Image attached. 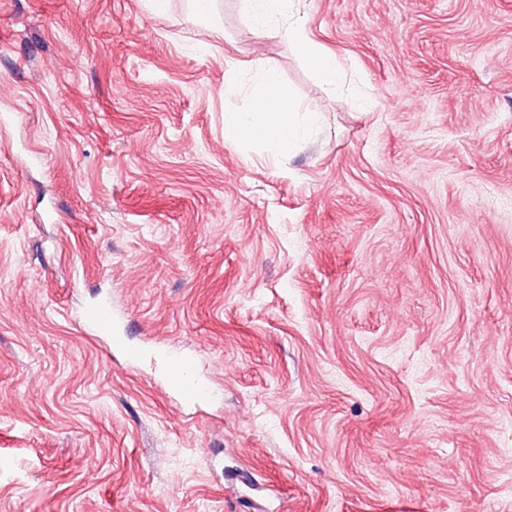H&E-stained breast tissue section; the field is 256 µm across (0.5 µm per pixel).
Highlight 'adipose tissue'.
Returning <instances> with one entry per match:
<instances>
[{
	"label": "adipose tissue",
	"mask_w": 512,
	"mask_h": 512,
	"mask_svg": "<svg viewBox=\"0 0 512 512\" xmlns=\"http://www.w3.org/2000/svg\"><path fill=\"white\" fill-rule=\"evenodd\" d=\"M299 2L243 0L242 9L249 16L264 13V32L288 42L304 56L327 87H335L339 78L336 58L307 37ZM256 76L259 92L252 107L245 112L229 113L224 120V138L231 142L258 139L270 143L277 153H288L295 146L297 128L278 72L269 61L261 60L256 65Z\"/></svg>",
	"instance_id": "ef3b65f1"
}]
</instances>
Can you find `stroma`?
Here are the masks:
<instances>
[{"label":"stroma","instance_id":"1","mask_svg":"<svg viewBox=\"0 0 512 512\" xmlns=\"http://www.w3.org/2000/svg\"><path fill=\"white\" fill-rule=\"evenodd\" d=\"M302 10L335 90L241 0H0V512H512V0ZM259 92L247 112H231L224 120V138L231 142L262 140L279 154L290 152L296 142L297 128L279 83L276 68L267 60L256 65ZM86 319L90 330L102 332L110 337L109 353L114 359L121 357L131 361L135 358L124 337L114 332V315L111 307L105 304L99 305L88 312ZM162 374L169 387L186 404H192L206 395L207 387L198 377L196 362L189 356L161 359Z\"/></svg>","mask_w":512,"mask_h":512}]
</instances>
